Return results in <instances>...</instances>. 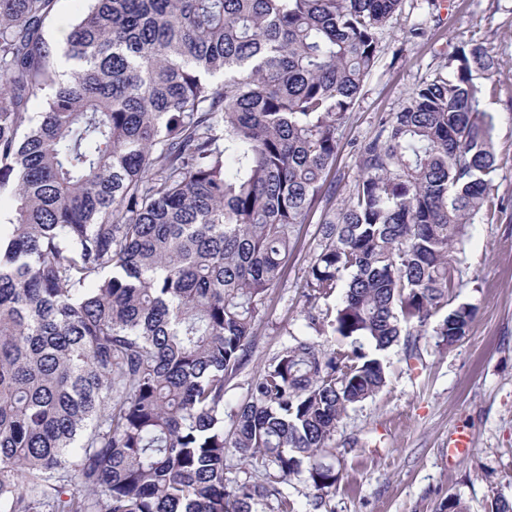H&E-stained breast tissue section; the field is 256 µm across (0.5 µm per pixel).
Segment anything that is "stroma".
<instances>
[{
	"label": "stroma",
	"mask_w": 512,
	"mask_h": 512,
	"mask_svg": "<svg viewBox=\"0 0 512 512\" xmlns=\"http://www.w3.org/2000/svg\"><path fill=\"white\" fill-rule=\"evenodd\" d=\"M417 25L425 37L411 36ZM473 40L498 61L485 106L496 117L492 184L504 208L469 225L456 253L448 304L471 305L475 316L453 345L428 334L417 357L401 345L387 351V386L336 426L335 493L316 501L305 476L291 477L288 512H439L451 495L469 512H485L496 497L512 499V0H403L380 36V63L347 114L330 177L344 200L359 174L358 148L379 120L401 111L449 53ZM320 239L318 221L301 226L281 283L265 301L250 360L228 384L227 406L246 397L250 380L283 347L305 339L334 346L333 337L308 327L301 297ZM458 431L469 445L452 456L448 442Z\"/></svg>",
	"instance_id": "1"
}]
</instances>
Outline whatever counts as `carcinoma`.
Segmentation results:
<instances>
[{
	"mask_svg": "<svg viewBox=\"0 0 512 512\" xmlns=\"http://www.w3.org/2000/svg\"><path fill=\"white\" fill-rule=\"evenodd\" d=\"M85 2L63 69L56 0H0V512H288L303 473L321 500L337 423L448 305L454 250L498 209L477 81L496 61L462 47L418 85L338 209L340 127L403 0ZM317 212L303 297L340 345L284 347L227 414ZM473 317L432 332L450 346Z\"/></svg>",
	"mask_w": 512,
	"mask_h": 512,
	"instance_id": "carcinoma-1",
	"label": "carcinoma"
}]
</instances>
